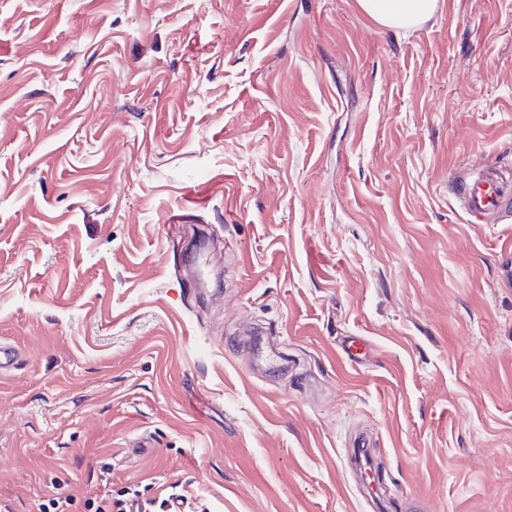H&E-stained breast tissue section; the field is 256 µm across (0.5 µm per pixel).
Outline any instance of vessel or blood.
Segmentation results:
<instances>
[{
	"label": "vessel or blood",
	"instance_id": "vessel-or-blood-1",
	"mask_svg": "<svg viewBox=\"0 0 512 512\" xmlns=\"http://www.w3.org/2000/svg\"><path fill=\"white\" fill-rule=\"evenodd\" d=\"M453 197L467 223H499L512 211V168L483 162L478 172L455 186Z\"/></svg>",
	"mask_w": 512,
	"mask_h": 512
}]
</instances>
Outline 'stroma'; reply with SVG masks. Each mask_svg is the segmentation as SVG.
Listing matches in <instances>:
<instances>
[{
	"mask_svg": "<svg viewBox=\"0 0 512 512\" xmlns=\"http://www.w3.org/2000/svg\"><path fill=\"white\" fill-rule=\"evenodd\" d=\"M486 159L512 0H0V512H377L363 443L384 501L512 512V216L449 182ZM361 10L380 25L414 27L431 17L439 0H357ZM112 490L108 491L105 495L100 498L88 499L85 504L87 508L92 506V510L90 512H131V508L134 505H137V512H169V498H162L161 500L149 499L146 501L139 499V494L137 490H133L132 494L133 498L131 504H127V501H120L116 503V506H119L117 510H112ZM186 505L183 503H179L178 500L172 503L170 512H185Z\"/></svg>",
	"mask_w": 512,
	"mask_h": 512,
	"instance_id": "obj_1",
	"label": "stroma"
}]
</instances>
